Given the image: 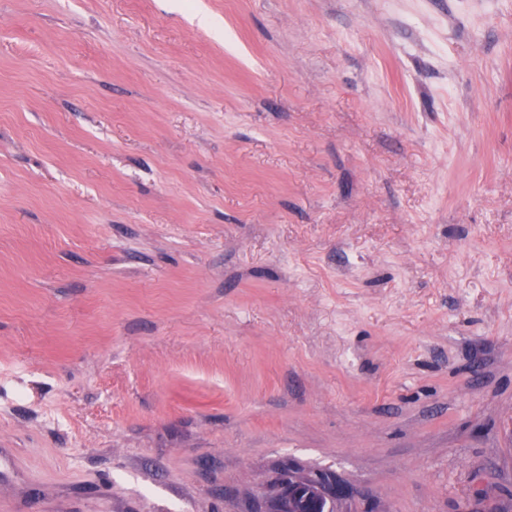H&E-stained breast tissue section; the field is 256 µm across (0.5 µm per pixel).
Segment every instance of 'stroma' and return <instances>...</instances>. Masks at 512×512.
<instances>
[{
	"mask_svg": "<svg viewBox=\"0 0 512 512\" xmlns=\"http://www.w3.org/2000/svg\"><path fill=\"white\" fill-rule=\"evenodd\" d=\"M512 512V0H0V512ZM283 487L274 511H269L267 504L257 507L255 512H321L322 503L331 501L334 496V485L330 480L301 481L288 476Z\"/></svg>",
	"mask_w": 512,
	"mask_h": 512,
	"instance_id": "35a3bbf8",
	"label": "stroma"
}]
</instances>
